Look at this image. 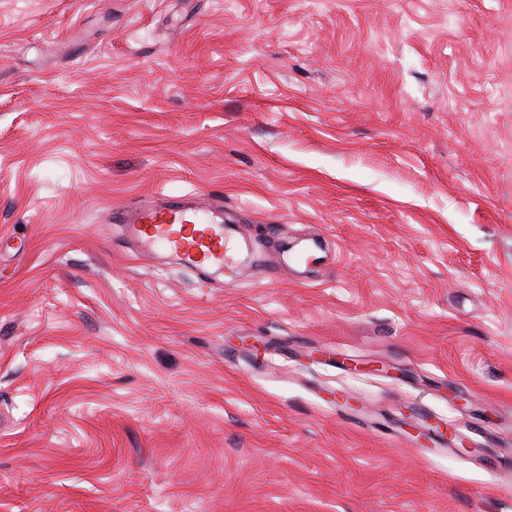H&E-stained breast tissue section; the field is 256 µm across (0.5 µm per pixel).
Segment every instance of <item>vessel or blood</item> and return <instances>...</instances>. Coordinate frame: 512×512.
<instances>
[{"label":"vessel or blood","mask_w":512,"mask_h":512,"mask_svg":"<svg viewBox=\"0 0 512 512\" xmlns=\"http://www.w3.org/2000/svg\"><path fill=\"white\" fill-rule=\"evenodd\" d=\"M110 221L125 225L138 247L164 248L201 271L204 284H213L215 273L234 263L228 254L230 227L213 207L144 200L113 208Z\"/></svg>","instance_id":"1"}]
</instances>
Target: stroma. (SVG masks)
Here are the masks:
<instances>
[{"mask_svg": "<svg viewBox=\"0 0 512 512\" xmlns=\"http://www.w3.org/2000/svg\"><path fill=\"white\" fill-rule=\"evenodd\" d=\"M0 512H512V0H0ZM211 203L157 204L143 200L112 209L111 223L124 224L128 238L141 248L162 247L170 256L201 271L202 284H218L213 278L235 261L228 255L230 225L224 224L222 210Z\"/></svg>", "mask_w": 512, "mask_h": 512, "instance_id": "1", "label": "stroma"}]
</instances>
